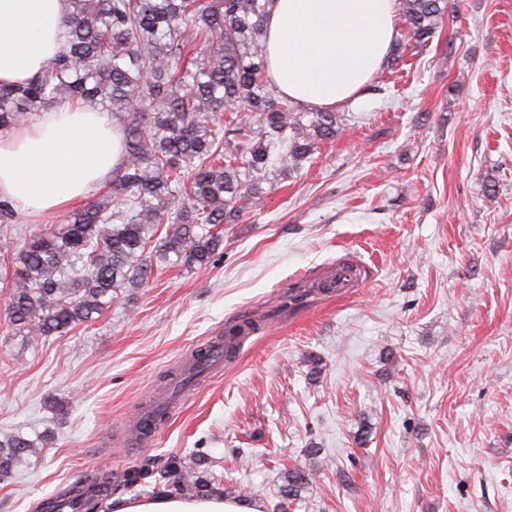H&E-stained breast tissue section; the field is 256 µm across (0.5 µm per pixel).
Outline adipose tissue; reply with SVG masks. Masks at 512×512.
Segmentation results:
<instances>
[{
  "instance_id": "ef3b65f1",
  "label": "adipose tissue",
  "mask_w": 512,
  "mask_h": 512,
  "mask_svg": "<svg viewBox=\"0 0 512 512\" xmlns=\"http://www.w3.org/2000/svg\"><path fill=\"white\" fill-rule=\"evenodd\" d=\"M68 0H0V84L40 75L67 45ZM397 0H274L268 76L307 108L357 99L398 36ZM123 137L107 113L65 105L0 135V198L34 216L63 211L119 169ZM109 512H264L215 494L112 497Z\"/></svg>"
}]
</instances>
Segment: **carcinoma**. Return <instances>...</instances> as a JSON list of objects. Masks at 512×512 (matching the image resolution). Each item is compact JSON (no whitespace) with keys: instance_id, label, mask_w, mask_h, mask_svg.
Masks as SVG:
<instances>
[{"instance_id":"cac0c4a2","label":"carcinoma","mask_w":512,"mask_h":512,"mask_svg":"<svg viewBox=\"0 0 512 512\" xmlns=\"http://www.w3.org/2000/svg\"><path fill=\"white\" fill-rule=\"evenodd\" d=\"M271 2L69 0L66 52L37 78L0 86V132L71 102L111 113L125 147L110 190L13 256V335L68 334L102 315L120 289L142 284L158 262L208 268L224 225L259 197L272 159L297 169L340 133L345 112H306L267 76ZM398 15L408 40L424 48L448 15L447 0H398ZM213 358L210 348L198 350L181 384L204 374ZM39 451L21 435L0 440V480ZM310 480L288 471L284 496L297 499ZM155 483L190 496L209 488L176 465ZM105 491L84 482L47 498L41 512H58L69 497L77 512H94Z\"/></svg>"}]
</instances>
